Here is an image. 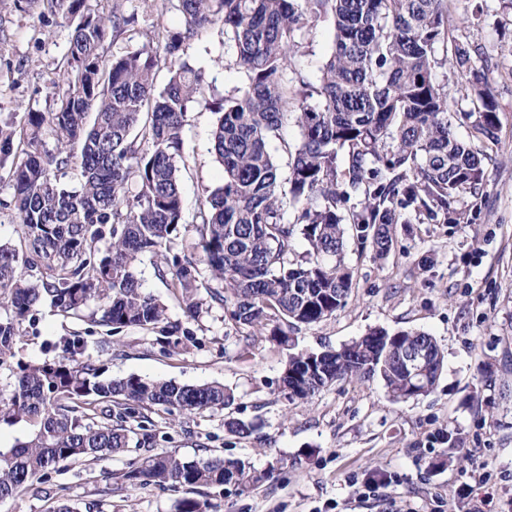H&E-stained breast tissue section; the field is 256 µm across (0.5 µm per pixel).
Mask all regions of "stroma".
Instances as JSON below:
<instances>
[{
	"mask_svg": "<svg viewBox=\"0 0 512 512\" xmlns=\"http://www.w3.org/2000/svg\"><path fill=\"white\" fill-rule=\"evenodd\" d=\"M137 16L133 30L107 39L104 56L155 40L158 20L179 24L164 0H126ZM448 23L474 53L473 71L491 62L490 83L500 105L498 143L483 157L481 215L472 224L410 220L393 228L386 257L348 232L345 261L355 288L345 307L321 323L300 328L297 348L342 344L370 329H414L433 336L446 356L434 390L408 401L393 400L382 382L350 379L325 388L306 403H289L280 389L286 350L268 336L256 337L241 358L246 329L212 305L188 319L167 282L143 260L138 276L147 292L168 307L185 351L168 357L153 331L108 327L78 320L41 305L17 343L16 357L37 361L57 354L65 339L80 336L100 354L109 376L138 375L181 384L217 381L232 389L231 409L177 418L164 449L194 458L215 453L248 460L273 476L247 490L234 485L207 489L211 512H467L461 483L475 497L494 495V512H512V0H453ZM71 27L61 11L41 0L25 8L0 0V241L18 244L19 218L4 178L20 150L15 137L28 112L49 111L62 79ZM289 77L316 82L333 50L334 25L323 18L298 37ZM220 27L203 30L188 55L207 84L221 90L242 86L243 71L222 67ZM214 112H189L181 167L185 230L172 245L182 252L196 237L201 202L223 182L211 148ZM252 422L255 438L239 440L224 428L227 418ZM455 438L449 448L447 438ZM138 449L84 463L58 465L49 481L0 501V512H52L58 499L80 512H174L178 491L123 482L122 472Z\"/></svg>",
	"mask_w": 512,
	"mask_h": 512,
	"instance_id": "stroma-1",
	"label": "stroma"
}]
</instances>
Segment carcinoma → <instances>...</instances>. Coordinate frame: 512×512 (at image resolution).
Listing matches in <instances>:
<instances>
[{
	"label": "carcinoma",
	"instance_id": "1",
	"mask_svg": "<svg viewBox=\"0 0 512 512\" xmlns=\"http://www.w3.org/2000/svg\"><path fill=\"white\" fill-rule=\"evenodd\" d=\"M72 20L67 69L53 108L31 112L23 156L10 171L20 245L0 244V369L14 382L0 392V423L36 426L24 442L0 452V501L14 498L64 462L147 448L128 463L133 485L179 487L187 496L176 512H209L202 490L235 484L251 488L273 477L243 459L186 458L156 450L168 433L152 415L196 416L234 405L219 383L180 384L130 375L104 376L83 338L65 341L63 354L39 362L15 360L23 326L45 300L64 316L81 317L93 302L99 322L156 330L170 356L179 325L137 277L141 257L155 258V274L178 286L179 304L197 319L204 307L224 306L235 326L270 331L290 346L297 328L345 307L354 283L344 263L345 225L383 258L392 225L409 216L471 224L483 197L482 159L460 139L448 97L433 78L436 50L464 73L469 43L448 25V0H167L180 26L157 44L110 59L107 35L133 29L124 0L107 14L86 0H50ZM330 16L335 37L317 84L287 78L297 35ZM213 25L224 31L232 63L246 75L222 95L205 83L187 57L190 42ZM166 72L156 90L159 72ZM217 114L212 148L224 172L199 209L193 257L171 253L183 223L179 159L190 108ZM499 104L489 84L475 90L469 138L497 143ZM294 119L301 139L289 154L284 205L270 143ZM77 169L70 187L58 172ZM471 205L459 206L464 196ZM303 238L309 249L296 254ZM220 283L203 286L199 265ZM426 347L431 364L413 387L403 351ZM445 354L428 333L372 329L338 349L288 354L281 392L307 402L339 380L380 379L396 400L430 393ZM224 427L247 439L253 425L228 418Z\"/></svg>",
	"mask_w": 512,
	"mask_h": 512
}]
</instances>
